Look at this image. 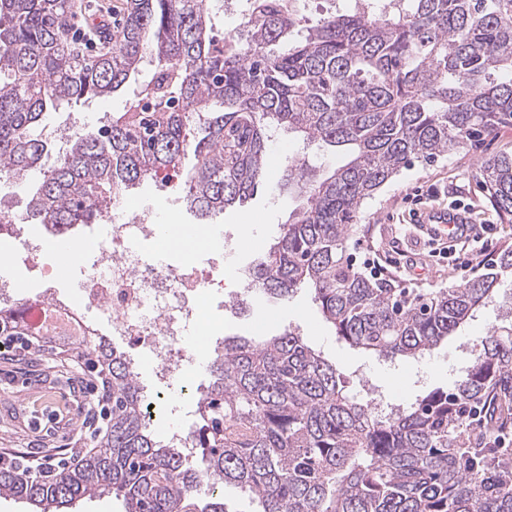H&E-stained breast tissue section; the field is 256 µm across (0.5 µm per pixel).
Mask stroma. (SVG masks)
<instances>
[{
  "label": "stroma",
  "mask_w": 512,
  "mask_h": 512,
  "mask_svg": "<svg viewBox=\"0 0 512 512\" xmlns=\"http://www.w3.org/2000/svg\"><path fill=\"white\" fill-rule=\"evenodd\" d=\"M152 76V67H141L124 91L50 112L42 124L44 133H51L56 127H68L79 134L97 128L112 114L125 111L139 85ZM511 151L512 126H504L476 147L446 155L429 165L415 163L402 169L364 203L360 220L347 242L348 256L358 267L365 260H374L383 279L389 280L393 288L413 293L428 294L458 286L479 274L480 266L471 265L469 256L460 254L451 261L431 256L427 240L416 238L411 218L422 207L460 208L471 213L476 223L492 225L486 242L489 252L512 242V224L499 219L479 179L483 160ZM298 160L320 174L343 165L346 154L340 148L306 144L291 133L276 134L269 143L265 180L244 206L227 209L217 219L233 243L229 260L233 274L224 280L223 295L214 296L210 305L217 336L261 339L288 328L297 330L309 345L335 363L350 394L366 387L383 403H406L426 391L448 388L472 364L473 345L479 337L491 327L505 326L501 306L512 300V273L502 274L496 298L481 307L474 320L425 358L390 362L349 346L323 320L308 289H298L282 300H268L246 290L247 271L266 253L282 224L301 203L285 181L286 164ZM195 163L193 152L188 151L176 168L146 179L133 191L136 209L151 210L161 224L171 215L180 223H193L183 197ZM246 224L251 227L247 234L242 231ZM7 253L5 271L13 284L11 301L42 295L51 303H76L77 277L82 265L90 264V257H83L81 265L62 275L55 260L40 253V268L48 271L43 277L29 267L22 249L11 246ZM94 361V356L69 351L65 342L46 344L38 338L29 349L0 355V450L57 461L64 453L81 452L89 387L97 381L96 373L90 370ZM182 387V382H174L164 397L154 401L152 431L157 440H165L167 422L177 421L189 429L196 424V401L184 397ZM27 389L33 396H45L65 408L62 421L24 422L10 398Z\"/></svg>",
  "instance_id": "stroma-1"
}]
</instances>
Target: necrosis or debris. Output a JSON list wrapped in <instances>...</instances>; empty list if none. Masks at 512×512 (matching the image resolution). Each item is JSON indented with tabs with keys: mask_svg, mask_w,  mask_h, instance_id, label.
Instances as JSON below:
<instances>
[{
	"mask_svg": "<svg viewBox=\"0 0 512 512\" xmlns=\"http://www.w3.org/2000/svg\"><path fill=\"white\" fill-rule=\"evenodd\" d=\"M99 234L94 262L79 283L78 307L36 299L24 305L26 321L36 325L40 313L49 309L63 316L77 335L93 336L97 330L84 314L101 311L113 339L150 353L157 383L185 378L187 365L210 353L212 337L191 335L188 327L204 321V300L223 289V264L192 256L176 263L146 262L143 242L165 247L159 226L152 214L131 210L122 194L113 199Z\"/></svg>",
	"mask_w": 512,
	"mask_h": 512,
	"instance_id": "obj_1",
	"label": "necrosis or debris"
}]
</instances>
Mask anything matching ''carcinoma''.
Listing matches in <instances>:
<instances>
[{"instance_id":"cac0c4a2","label":"carcinoma","mask_w":512,"mask_h":512,"mask_svg":"<svg viewBox=\"0 0 512 512\" xmlns=\"http://www.w3.org/2000/svg\"><path fill=\"white\" fill-rule=\"evenodd\" d=\"M297 0H248L242 28L218 38L205 0H131L112 48L85 61L64 18L71 0H0V175L40 181L30 222L66 238L98 224L119 192L196 159L184 196L201 222L244 205L265 179L268 134L350 149L317 177L288 167L303 194L249 285L272 299L314 294L336 336L386 358L423 355L454 335L512 271V242L485 272L409 298L345 255L365 200L413 162L430 164L512 125V0H358L305 29ZM155 72L126 111L73 140L52 165L34 133L48 111L123 89L145 60ZM482 184L512 224V153L482 163ZM19 304H0L17 335ZM108 375V438L74 468L38 475L0 462V497L33 512H68L112 495L124 512H232L231 484L259 512H512V327L480 337L472 366L385 415L345 392L336 366L294 330L227 337L190 430L201 465L156 440L131 359L92 341ZM482 411L479 431L466 424Z\"/></svg>"}]
</instances>
